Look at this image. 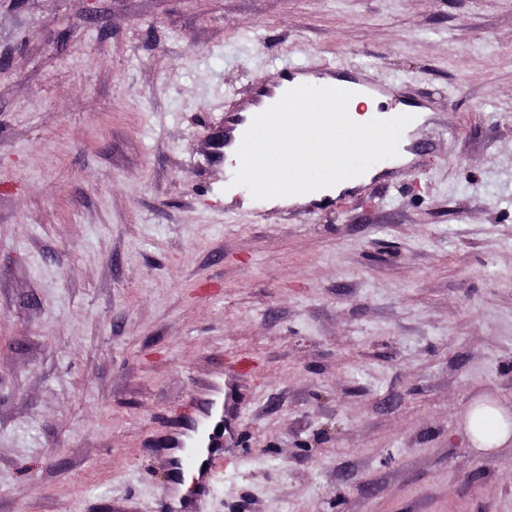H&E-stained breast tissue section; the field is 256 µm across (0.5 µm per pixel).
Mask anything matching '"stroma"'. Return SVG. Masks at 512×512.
<instances>
[{
    "instance_id": "35a3bbf8",
    "label": "stroma",
    "mask_w": 512,
    "mask_h": 512,
    "mask_svg": "<svg viewBox=\"0 0 512 512\" xmlns=\"http://www.w3.org/2000/svg\"><path fill=\"white\" fill-rule=\"evenodd\" d=\"M291 64L428 107L332 204L225 202L224 115ZM512 512V0H0V512ZM468 418L472 444L477 451L490 453L512 437L509 411L494 401L475 403ZM211 434L209 433L207 436V439H199L194 438V445L195 448H184L185 443H181L176 447L178 451L180 452L179 457L174 460V465L177 469L182 470H191L193 473L197 470L198 476L194 474V481H193V474L184 472L183 479L184 483L183 485H180L181 492L184 491V489L193 481L192 485V492L195 495V498L199 501L202 500V497L206 495L208 491V475L212 464V458H209L207 468L202 471L200 468H198V464L200 462L201 456L203 454V448H207V450H210L211 446Z\"/></svg>"
}]
</instances>
